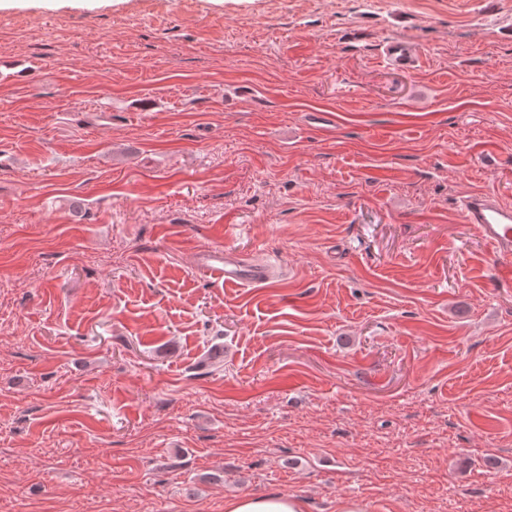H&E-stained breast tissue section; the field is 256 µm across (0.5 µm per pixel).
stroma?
I'll list each match as a JSON object with an SVG mask.
<instances>
[{"instance_id":"obj_1","label":"stroma","mask_w":512,"mask_h":512,"mask_svg":"<svg viewBox=\"0 0 512 512\" xmlns=\"http://www.w3.org/2000/svg\"><path fill=\"white\" fill-rule=\"evenodd\" d=\"M478 191L512 0H0V512H512ZM200 273L214 284L247 286L260 284L270 277L268 264L243 257L226 246H212L197 257ZM226 512H303V505L295 497L271 493L261 497L241 496L226 503Z\"/></svg>"}]
</instances>
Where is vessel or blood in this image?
<instances>
[{
  "mask_svg": "<svg viewBox=\"0 0 512 512\" xmlns=\"http://www.w3.org/2000/svg\"><path fill=\"white\" fill-rule=\"evenodd\" d=\"M458 207L464 223L491 246L499 268H512V205L495 193L474 192L461 197ZM197 268L210 282L224 286L260 284L270 277L268 264L243 257L225 246L202 250Z\"/></svg>",
  "mask_w": 512,
  "mask_h": 512,
  "instance_id": "b4317fda",
  "label": "vessel or blood"
}]
</instances>
